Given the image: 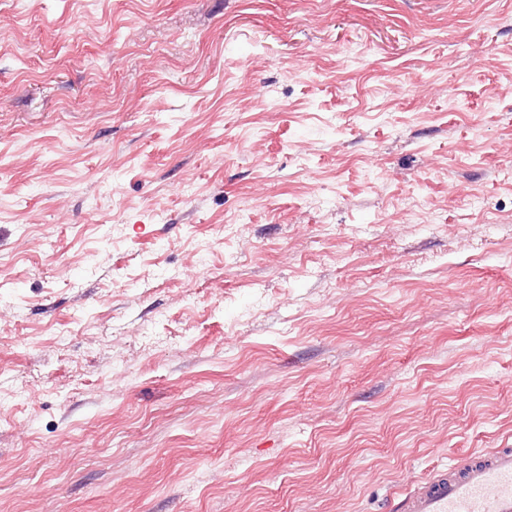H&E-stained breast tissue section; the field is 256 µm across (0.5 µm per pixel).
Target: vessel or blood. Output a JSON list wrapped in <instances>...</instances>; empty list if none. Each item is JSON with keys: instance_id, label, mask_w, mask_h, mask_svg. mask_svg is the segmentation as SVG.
<instances>
[{"instance_id": "vessel-or-blood-1", "label": "vessel or blood", "mask_w": 512, "mask_h": 512, "mask_svg": "<svg viewBox=\"0 0 512 512\" xmlns=\"http://www.w3.org/2000/svg\"><path fill=\"white\" fill-rule=\"evenodd\" d=\"M400 512H512V448L434 469L402 493Z\"/></svg>"}]
</instances>
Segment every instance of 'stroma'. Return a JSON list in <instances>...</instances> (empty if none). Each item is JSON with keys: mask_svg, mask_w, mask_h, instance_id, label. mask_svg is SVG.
Instances as JSON below:
<instances>
[{"mask_svg": "<svg viewBox=\"0 0 512 512\" xmlns=\"http://www.w3.org/2000/svg\"><path fill=\"white\" fill-rule=\"evenodd\" d=\"M506 252L512 0H0V512H388Z\"/></svg>", "mask_w": 512, "mask_h": 512, "instance_id": "stroma-1", "label": "stroma"}]
</instances>
